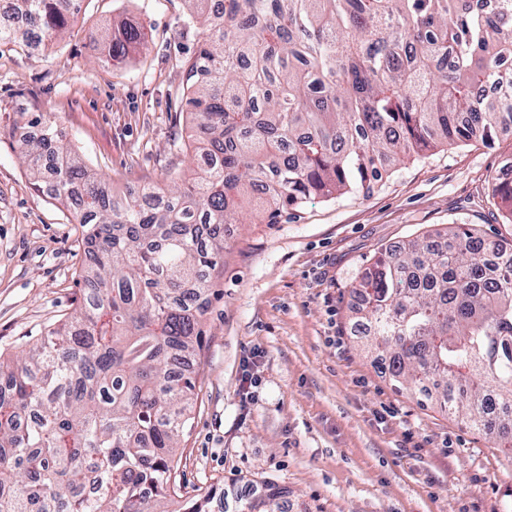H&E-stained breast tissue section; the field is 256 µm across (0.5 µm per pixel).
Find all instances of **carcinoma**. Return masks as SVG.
<instances>
[{"instance_id":"carcinoma-1","label":"carcinoma","mask_w":512,"mask_h":512,"mask_svg":"<svg viewBox=\"0 0 512 512\" xmlns=\"http://www.w3.org/2000/svg\"><path fill=\"white\" fill-rule=\"evenodd\" d=\"M82 0H0V45L46 46ZM201 45L188 72L189 147L207 158L122 197L51 121L20 141L31 184L83 228L85 299L0 353V512H210L175 461L197 396L203 316L224 270V225L246 201L277 224L310 199L369 190L438 143L512 129V0H185ZM144 45L112 28L105 63ZM508 208L512 183L494 178ZM461 224L412 240L354 286V314L401 385L512 447V248ZM273 487L236 512H283Z\"/></svg>"}]
</instances>
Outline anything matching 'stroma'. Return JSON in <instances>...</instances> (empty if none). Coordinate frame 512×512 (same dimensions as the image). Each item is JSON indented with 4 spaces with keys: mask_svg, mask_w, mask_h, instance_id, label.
<instances>
[{
    "mask_svg": "<svg viewBox=\"0 0 512 512\" xmlns=\"http://www.w3.org/2000/svg\"><path fill=\"white\" fill-rule=\"evenodd\" d=\"M184 0H83L64 39L0 46V351L44 336L80 303L87 261L71 213L32 188L20 139L54 120L92 173L119 193L187 176L188 64L202 34ZM136 19L146 43L101 63L105 26ZM512 132L405 159L373 182L317 199L278 224L224 227V271L204 317L200 383L179 453L187 495L286 493L288 512H512V450L461 418L397 391L351 329L353 284L405 242L473 225L512 245L492 180ZM260 394L242 403L246 356Z\"/></svg>",
    "mask_w": 512,
    "mask_h": 512,
    "instance_id": "35a3bbf8",
    "label": "stroma"
}]
</instances>
